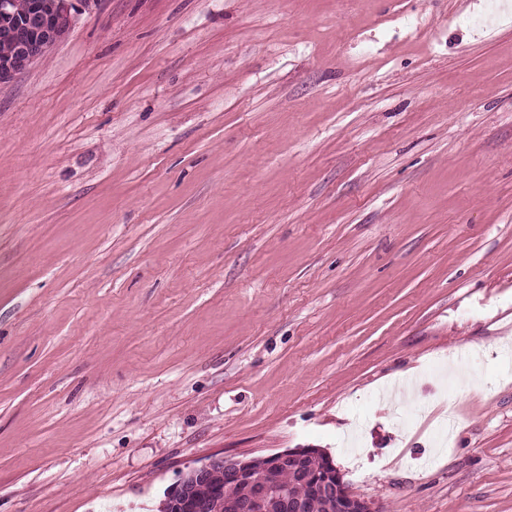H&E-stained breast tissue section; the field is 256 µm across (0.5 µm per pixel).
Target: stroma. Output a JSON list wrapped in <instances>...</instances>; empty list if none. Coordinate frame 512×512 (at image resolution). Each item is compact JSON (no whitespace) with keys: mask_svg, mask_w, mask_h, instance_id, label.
<instances>
[{"mask_svg":"<svg viewBox=\"0 0 512 512\" xmlns=\"http://www.w3.org/2000/svg\"><path fill=\"white\" fill-rule=\"evenodd\" d=\"M293 448L512 512V0H97L0 85V512Z\"/></svg>","mask_w":512,"mask_h":512,"instance_id":"35a3bbf8","label":"stroma"}]
</instances>
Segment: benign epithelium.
<instances>
[{
  "label": "benign epithelium",
  "instance_id": "1",
  "mask_svg": "<svg viewBox=\"0 0 512 512\" xmlns=\"http://www.w3.org/2000/svg\"><path fill=\"white\" fill-rule=\"evenodd\" d=\"M97 0H59L57 13L48 16L36 0L30 4L26 16L16 24L13 38L15 51L6 62H0V84H7L25 72L36 60L54 45L60 34L68 30L76 16L90 9ZM313 456L311 448H297L263 458L265 468L276 473L292 467L304 476L309 493L330 499L334 512H376L365 500L352 495L343 481V475L333 460H328L324 474L310 475L305 470L308 459ZM218 465L224 466V482L242 485L244 492L232 503L234 512H267L273 507L277 512H307V502L295 498L278 488L275 481L256 482L251 480L253 460H227L213 458L207 464L190 468L191 477L198 483L206 482L209 473ZM169 499H178V506L184 512H210L211 502L206 498L186 496L184 478L167 490Z\"/></svg>",
  "mask_w": 512,
  "mask_h": 512
}]
</instances>
